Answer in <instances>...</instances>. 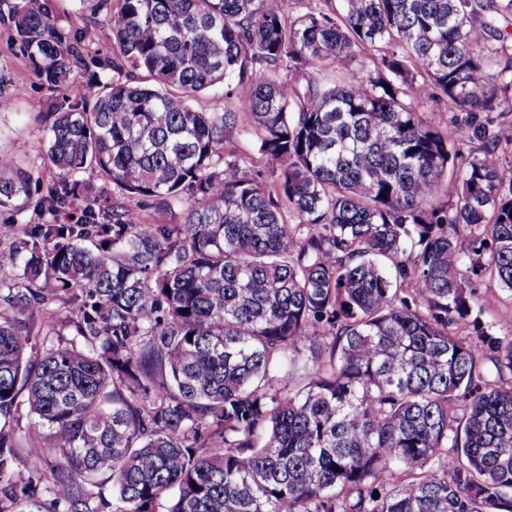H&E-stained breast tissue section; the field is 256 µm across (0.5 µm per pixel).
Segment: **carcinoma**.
I'll return each instance as SVG.
<instances>
[{"mask_svg": "<svg viewBox=\"0 0 512 512\" xmlns=\"http://www.w3.org/2000/svg\"><path fill=\"white\" fill-rule=\"evenodd\" d=\"M101 2L110 57L0 0L59 92V180L0 171L33 214L0 234V512H512V335L475 286L512 297V0ZM86 173L184 222L77 212Z\"/></svg>", "mask_w": 512, "mask_h": 512, "instance_id": "cac0c4a2", "label": "carcinoma"}]
</instances>
